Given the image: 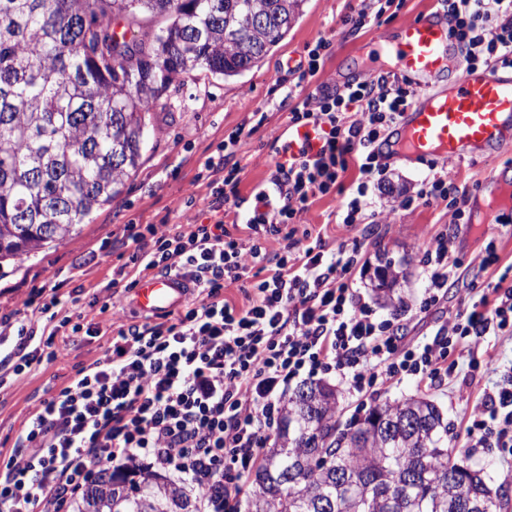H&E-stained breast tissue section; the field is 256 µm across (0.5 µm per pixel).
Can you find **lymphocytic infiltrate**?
<instances>
[{"label":"lymphocytic infiltrate","mask_w":512,"mask_h":512,"mask_svg":"<svg viewBox=\"0 0 512 512\" xmlns=\"http://www.w3.org/2000/svg\"><path fill=\"white\" fill-rule=\"evenodd\" d=\"M463 66L512 70V0H446ZM330 48L308 46L298 81L285 94L289 122L309 124L321 143L316 153L276 164L274 190L242 204L241 164L249 137H225L203 168L209 179L207 221L159 230L128 225L121 239L130 255L113 285L131 290L142 275L179 273L196 284L194 296L162 320L114 330L102 356L76 369L65 385L40 400L0 459V512H71L99 469L167 472L195 498L196 512H237L262 448L276 431L288 384L336 373L357 394L409 377L423 385L451 377L470 350V338L512 335V264H501L495 243L475 257L495 268L479 299L437 323L431 334L407 341L395 319H378L353 283L361 272L360 245L301 247L295 226L316 196L358 176L339 206L344 227L375 223L373 198L385 189L380 146L412 100L405 82L377 75L335 91L317 77ZM465 192L439 176L420 182L408 204L447 203L463 217ZM234 213L232 227L223 216ZM279 243L268 251L265 240ZM425 307L447 297L460 260L447 235L424 253ZM243 283L248 304L224 296ZM40 304L0 318V387L7 375L54 363L63 352L56 336L102 333L89 323L77 293L40 288ZM474 447L495 445L512 457V382L486 395L467 428Z\"/></svg>","instance_id":"lymphocytic-infiltrate-1"}]
</instances>
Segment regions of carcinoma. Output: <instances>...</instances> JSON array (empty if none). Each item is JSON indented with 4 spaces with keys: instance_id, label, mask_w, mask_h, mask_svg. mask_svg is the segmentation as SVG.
I'll list each match as a JSON object with an SVG mask.
<instances>
[{
    "instance_id": "carcinoma-1",
    "label": "carcinoma",
    "mask_w": 512,
    "mask_h": 512,
    "mask_svg": "<svg viewBox=\"0 0 512 512\" xmlns=\"http://www.w3.org/2000/svg\"><path fill=\"white\" fill-rule=\"evenodd\" d=\"M305 0H0V263L77 234L141 164L145 115L197 70L257 66ZM387 262L376 288L389 293ZM336 388L302 384L256 466L248 512H470L503 495L448 448L425 397L376 405L341 428ZM75 512H195L185 487L103 469Z\"/></svg>"
}]
</instances>
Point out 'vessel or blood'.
Instances as JSON below:
<instances>
[{
    "label": "vessel or blood",
    "instance_id": "1",
    "mask_svg": "<svg viewBox=\"0 0 512 512\" xmlns=\"http://www.w3.org/2000/svg\"><path fill=\"white\" fill-rule=\"evenodd\" d=\"M375 53L401 72L413 93L385 151L445 159L512 150V74L492 66L463 68L436 13L404 20L399 37L377 44ZM193 287L190 278L154 273L138 281L132 307L160 316L189 299Z\"/></svg>",
    "mask_w": 512,
    "mask_h": 512
}]
</instances>
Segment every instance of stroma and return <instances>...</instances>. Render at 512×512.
Returning <instances> with one entry per match:
<instances>
[{
  "label": "stroma",
  "mask_w": 512,
  "mask_h": 512,
  "mask_svg": "<svg viewBox=\"0 0 512 512\" xmlns=\"http://www.w3.org/2000/svg\"><path fill=\"white\" fill-rule=\"evenodd\" d=\"M359 7L360 0H306L302 16L288 34L243 76L227 82L200 74L173 83L163 97L166 110L146 116L148 140L142 163L123 193L93 211L77 235L46 245L35 255L16 258L0 270V316L25 312L35 291L61 281L66 289H82L84 312L89 318L99 317L98 308L91 305L96 297L113 300L115 324L137 321V314L129 307V293L107 291L113 271L124 262L117 241L125 225L155 224L167 230L196 222L197 207L204 204L210 192L201 175L204 160L225 136L247 123L251 112L259 111L266 113L267 119L250 136L242 160L240 191L242 198H249L253 187L272 169L275 148L286 134L289 107L282 102L283 92L295 83L293 67L304 58L306 46L321 38L330 42L322 74L333 77L334 87L341 89L371 74V66L363 60L362 47L397 34L401 19L440 10L441 5L439 0H404L395 19L371 22L354 32L342 20L355 14ZM429 171L432 170L423 159L391 155L388 175L393 189L378 202L382 222L372 232L359 228L349 233L338 226L337 211L342 199L338 193L316 197L303 219L304 228L310 232L305 245L322 243L331 249L350 236L361 242L367 271L357 280V288L378 318L399 314L412 340L430 333L441 313L420 310L426 276L418 244L446 233L454 257L463 262L456 272L458 280L449 288L443 303L444 310L452 313L469 305L467 286L471 280L490 281L491 272L470 265L488 242H495L502 262L512 261V223H480L474 200L495 173L512 174V152L439 160L434 171L449 174L469 195L465 216L457 222L441 203L402 207V200L413 195L417 183ZM190 198L197 202L192 210L184 206ZM387 262L400 273L395 286L398 299L393 303L385 302L373 289L375 268ZM105 344L102 336H80L60 361L13 378L10 386L0 391V449L10 450L15 434L39 399L58 392L68 375L101 355ZM510 377L512 337L487 336L479 349L460 358L454 377L447 382L425 387L406 378L383 387L373 402L378 405L412 395L433 399L448 420L449 445L469 449L471 465L487 471L494 485L512 494V460L504 459L495 448H470L466 435L467 420L475 404Z\"/></svg>",
  "instance_id": "stroma-1"
}]
</instances>
